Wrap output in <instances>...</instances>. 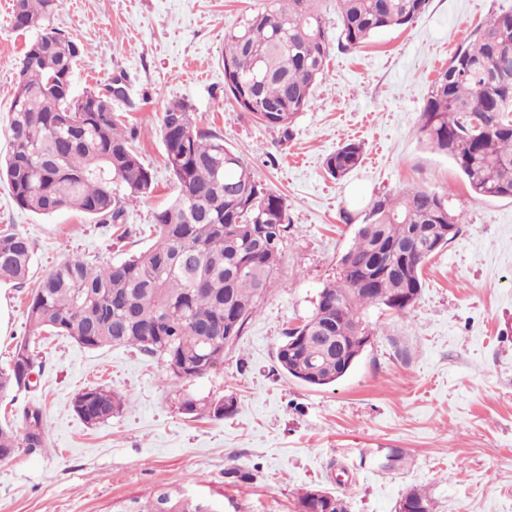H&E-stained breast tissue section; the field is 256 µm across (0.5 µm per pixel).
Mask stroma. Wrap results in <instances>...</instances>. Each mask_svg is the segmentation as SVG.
I'll use <instances>...</instances> for the list:
<instances>
[{"instance_id":"obj_1","label":"stroma","mask_w":512,"mask_h":512,"mask_svg":"<svg viewBox=\"0 0 512 512\" xmlns=\"http://www.w3.org/2000/svg\"><path fill=\"white\" fill-rule=\"evenodd\" d=\"M262 2L65 0L54 17V27L85 46L76 91L124 77L127 98L114 109L134 127L155 188L129 202L121 237L75 210H22L0 182V230L34 245L30 282L65 260L118 262L157 241L154 215L177 192L164 163L162 113L178 100L285 197L290 229L258 313L200 378L173 380L160 360L132 349L37 337L42 372L0 403V424L39 406L48 445L0 461V512H111L114 502L172 480L224 512H298L299 494L335 489L341 469L348 512H395L412 488L426 489L436 512H512V199L475 196L417 133L438 72L512 0H429L411 27L356 49L331 48L312 107L287 134L249 120L224 94V34ZM11 7L0 0V157L31 39L13 29ZM348 140L363 144L364 161L337 181L323 162ZM355 185L365 190L357 200ZM413 185L447 195L462 219L461 234L425 264L414 307L403 315L368 308L371 341L336 383L311 388L287 376L277 361L284 331L306 320L317 293L338 278L369 204ZM27 299V289L0 285V367L28 335ZM98 386L125 395L128 406L91 428L71 401ZM190 395L231 396L235 408L221 419L186 415L180 404ZM389 448L402 450L400 470L380 468ZM233 468L250 480L231 482Z\"/></svg>"}]
</instances>
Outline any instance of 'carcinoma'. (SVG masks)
<instances>
[{
  "label": "carcinoma",
  "instance_id": "obj_1",
  "mask_svg": "<svg viewBox=\"0 0 512 512\" xmlns=\"http://www.w3.org/2000/svg\"><path fill=\"white\" fill-rule=\"evenodd\" d=\"M64 0H15L11 25L38 22L20 61L9 108L10 150L0 182L16 205L40 216L77 210L99 224H122L126 204L153 191L155 180L133 148L135 131L122 125L112 99L99 90L75 94L72 76L83 47L51 25ZM323 0H265L224 34V93L267 127L289 129L311 107L330 56ZM338 46L349 50L373 34L412 25L429 0H335ZM165 166L178 194L154 214L158 240L102 266L79 259L56 266L30 291L28 337L0 368V399L28 387L37 361L31 337L45 331L87 349L131 346L162 361L170 377L190 381L224 362V337L238 338L273 287L290 220L286 199L264 183L224 138L201 125L184 101L170 103L161 121ZM419 139L446 155L470 189L512 198V7L474 28L467 44L432 82L420 113ZM234 160L226 161V154ZM363 148L345 142L324 160L334 179L361 166ZM461 232L448 200L422 186L374 200L340 259L341 277L318 293L311 316L284 332L277 360L288 376L311 387L337 382L356 363V329L368 333L361 309L409 311L422 289L426 262ZM32 241L0 232V284L23 288ZM319 336H338L343 354ZM126 397L103 387L77 393L72 410L88 426L123 412ZM231 397L183 399L186 415L222 419ZM23 432L0 425V459L40 448L46 433L40 407L19 413ZM147 498L118 501L112 512H219L211 502L170 483ZM299 512H347L344 499L298 498ZM396 512H434L424 491L411 489Z\"/></svg>",
  "mask_w": 512,
  "mask_h": 512
}]
</instances>
